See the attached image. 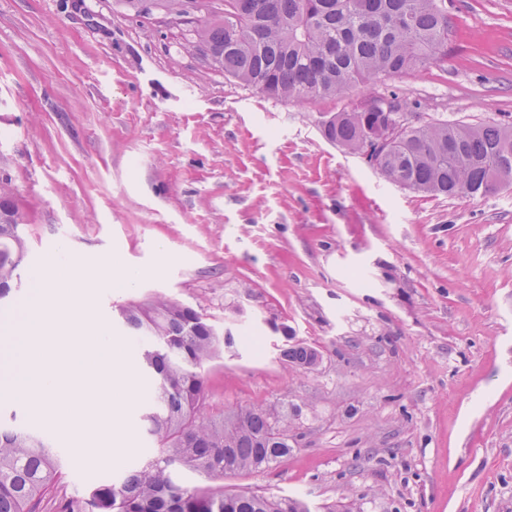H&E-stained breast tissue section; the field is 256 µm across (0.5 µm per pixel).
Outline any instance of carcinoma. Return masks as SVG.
I'll list each match as a JSON object with an SVG mask.
<instances>
[{"label": "carcinoma", "instance_id": "cac0c4a2", "mask_svg": "<svg viewBox=\"0 0 512 512\" xmlns=\"http://www.w3.org/2000/svg\"><path fill=\"white\" fill-rule=\"evenodd\" d=\"M193 35L225 76L270 98L308 103L448 56V0H224V15L197 22ZM417 120L394 101L369 97L323 117L319 129L414 191L471 198L512 183V125ZM21 224L12 189L1 181L0 301L15 288L27 252ZM119 315L147 342L141 363L154 384L141 421L158 454L87 497L49 498L61 475L49 433L0 425V512H310L295 497L175 480L177 466L224 479L287 460L296 439L288 410L210 412L205 368L232 340L196 309L157 295L120 305ZM279 358L311 369L321 353L286 335Z\"/></svg>", "mask_w": 512, "mask_h": 512}]
</instances>
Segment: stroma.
I'll return each mask as SVG.
<instances>
[{
  "label": "stroma",
  "mask_w": 512,
  "mask_h": 512,
  "mask_svg": "<svg viewBox=\"0 0 512 512\" xmlns=\"http://www.w3.org/2000/svg\"><path fill=\"white\" fill-rule=\"evenodd\" d=\"M193 16L121 0H0V181L25 217L22 291L67 258L135 275L88 302L138 396L127 465L155 453L151 388L118 307L165 295L232 347L207 371L213 414L299 411L284 463L225 489L311 512H512V184L461 199L388 183L323 140L320 117L368 95L421 122L512 124V0H448V57L297 104L225 77ZM318 348L283 364L280 327ZM60 490L120 470L74 460Z\"/></svg>",
  "instance_id": "stroma-1"
}]
</instances>
